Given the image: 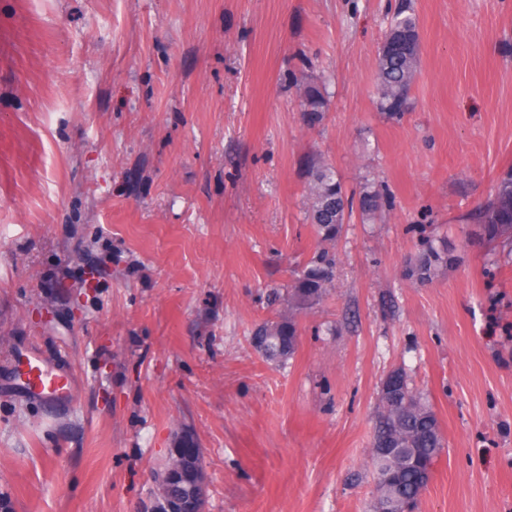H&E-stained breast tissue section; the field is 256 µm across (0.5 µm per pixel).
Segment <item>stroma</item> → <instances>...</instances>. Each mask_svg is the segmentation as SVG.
<instances>
[{
  "label": "stroma",
  "mask_w": 512,
  "mask_h": 512,
  "mask_svg": "<svg viewBox=\"0 0 512 512\" xmlns=\"http://www.w3.org/2000/svg\"><path fill=\"white\" fill-rule=\"evenodd\" d=\"M395 3L0 0V512H145L184 429L207 512H369L395 368L448 444L421 512H512V244L470 218L512 168V0H414L392 119L372 100ZM314 157L391 205L343 226L277 367L250 336L320 246ZM30 344L75 367L70 408L16 392ZM301 112L304 113L309 124H315L323 118L328 109V99L320 90L317 82H308L300 85ZM442 263L443 257L441 252L431 246L416 261L412 270L413 275L419 283L425 284L432 281L438 271L439 265Z\"/></svg>",
  "instance_id": "35a3bbf8"
}]
</instances>
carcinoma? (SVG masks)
Wrapping results in <instances>:
<instances>
[{
	"mask_svg": "<svg viewBox=\"0 0 512 512\" xmlns=\"http://www.w3.org/2000/svg\"><path fill=\"white\" fill-rule=\"evenodd\" d=\"M384 36L398 41L402 50L393 55L378 51L374 105L377 111L396 118L409 108L410 93L420 67V24L412 0H397ZM301 112L308 123L323 118L328 99L314 81L300 85ZM309 194L307 219L325 247L319 249L297 274L286 303L290 311H279L272 318L258 322L251 338L261 341V357L268 363L284 366L296 352L290 337L298 332L294 312L319 302L335 280V256L327 246L336 242L353 207L371 218L389 204L388 196L373 179H366L358 198L346 195L335 168L322 158L308 164ZM473 219L484 225L491 239H512V170L500 176L490 197L477 208ZM443 263L441 252L431 247L416 261L413 275L425 284ZM439 421L425 395L406 382L405 391L380 390L374 417L372 444L390 448L396 458L371 457L374 491L370 512H387V502L404 503L418 499L427 489L426 479L414 459L437 460L447 447L439 436Z\"/></svg>",
	"mask_w": 512,
	"mask_h": 512,
	"instance_id": "carcinoma-1",
	"label": "carcinoma"
}]
</instances>
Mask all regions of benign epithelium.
<instances>
[{
    "mask_svg": "<svg viewBox=\"0 0 512 512\" xmlns=\"http://www.w3.org/2000/svg\"><path fill=\"white\" fill-rule=\"evenodd\" d=\"M200 448L194 437L184 433L180 438V446L170 450L168 466L151 474V479L161 493L160 502L151 507V512H206L207 490L202 467L197 459ZM192 479L187 499H173L165 496V490L178 478Z\"/></svg>",
    "mask_w": 512,
    "mask_h": 512,
    "instance_id": "7a95c632",
    "label": "benign epithelium"
}]
</instances>
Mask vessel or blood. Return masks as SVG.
Masks as SVG:
<instances>
[{"instance_id": "1", "label": "vessel or blood", "mask_w": 512, "mask_h": 512, "mask_svg": "<svg viewBox=\"0 0 512 512\" xmlns=\"http://www.w3.org/2000/svg\"><path fill=\"white\" fill-rule=\"evenodd\" d=\"M13 378L24 396L53 408L67 407L77 394L75 370L30 346L11 359Z\"/></svg>"}]
</instances>
